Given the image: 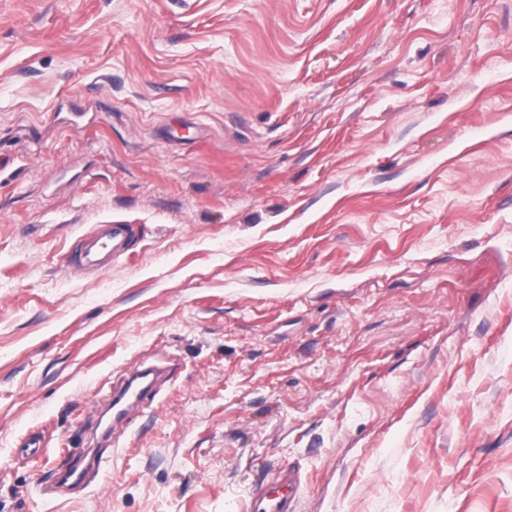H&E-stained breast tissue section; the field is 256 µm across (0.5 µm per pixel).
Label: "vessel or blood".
Listing matches in <instances>:
<instances>
[{
  "mask_svg": "<svg viewBox=\"0 0 512 512\" xmlns=\"http://www.w3.org/2000/svg\"><path fill=\"white\" fill-rule=\"evenodd\" d=\"M133 230L127 224H99L79 241L69 259L72 270L78 273L111 269L114 261L129 252ZM164 368L149 365L135 370L115 385L103 411L109 416L101 435L111 438L130 415L148 407L154 394L152 388L166 378ZM100 455L83 450L73 451L68 467L58 480L59 488L65 489L83 483L89 472L99 469ZM299 487V478L293 470L280 472L273 484L256 490L247 512H293Z\"/></svg>",
  "mask_w": 512,
  "mask_h": 512,
  "instance_id": "b4317fda",
  "label": "vessel or blood"
}]
</instances>
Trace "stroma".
<instances>
[{
	"label": "stroma",
	"instance_id": "stroma-1",
	"mask_svg": "<svg viewBox=\"0 0 512 512\" xmlns=\"http://www.w3.org/2000/svg\"><path fill=\"white\" fill-rule=\"evenodd\" d=\"M0 157V512H512V0H0ZM132 235L129 224L96 225L81 238L72 253L71 269L77 273L110 270L114 261L128 254ZM166 376L167 371L164 368L148 365L129 373L118 385L113 386L107 403L103 409H100L93 429V436H97L104 416L110 413L109 421L102 429L101 436L107 442H111L112 433L121 427L130 415L149 407V401L155 397L151 388ZM110 445H112V442ZM69 466L61 474L58 480V488L65 489L83 483L89 472L99 470L102 461V454L84 452L77 449L70 453ZM299 478L293 470L280 472L272 485L256 490L247 512H293Z\"/></svg>",
	"mask_w": 512,
	"mask_h": 512
}]
</instances>
